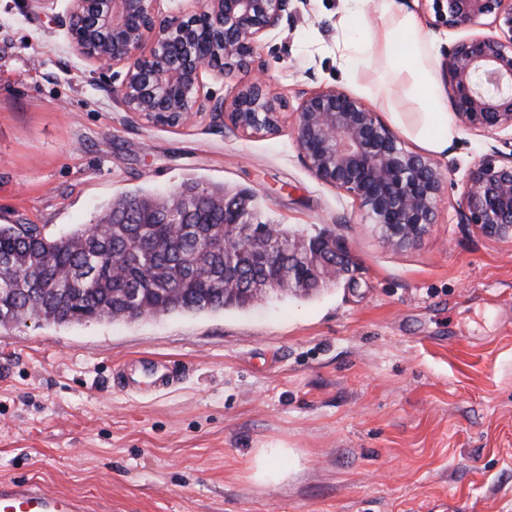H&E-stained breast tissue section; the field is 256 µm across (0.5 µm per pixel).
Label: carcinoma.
Wrapping results in <instances>:
<instances>
[{
    "instance_id": "obj_1",
    "label": "carcinoma",
    "mask_w": 512,
    "mask_h": 512,
    "mask_svg": "<svg viewBox=\"0 0 512 512\" xmlns=\"http://www.w3.org/2000/svg\"><path fill=\"white\" fill-rule=\"evenodd\" d=\"M177 193L182 208L169 212L160 197L140 192L122 197L127 209L107 212L95 224H82L52 235L37 224H0V325L44 320L78 321L80 308L102 320L140 319L182 313L244 309L273 292L309 296L328 277L310 261L288 273L235 243L224 223V187L187 181ZM105 225L108 231L98 232ZM295 231L274 225L268 238L276 249L288 248ZM219 242L201 249V238ZM249 265L254 288L236 291L224 284V270Z\"/></svg>"
}]
</instances>
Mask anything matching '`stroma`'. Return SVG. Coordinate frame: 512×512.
Returning a JSON list of instances; mask_svg holds the SVG:
<instances>
[{
    "label": "stroma",
    "mask_w": 512,
    "mask_h": 512,
    "mask_svg": "<svg viewBox=\"0 0 512 512\" xmlns=\"http://www.w3.org/2000/svg\"><path fill=\"white\" fill-rule=\"evenodd\" d=\"M435 46L493 36L492 17L437 26ZM247 71L205 88L232 99L252 74L277 97L273 134L210 114L162 126L125 112L110 78L54 17L0 0V224L62 235L121 195L196 179L245 191L253 218L334 234L351 265L312 297L139 320L0 326V480L33 479L91 512H512V240L461 223L469 170L512 131L459 129L433 159L446 188L417 242L396 248L357 202L318 181L294 139L305 93L374 106L385 58L349 79L336 61L342 0H294ZM131 359L180 364L173 386L112 384Z\"/></svg>",
    "instance_id": "35a3bbf8"
}]
</instances>
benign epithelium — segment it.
<instances>
[{
    "label": "benign epithelium",
    "instance_id": "benign-epithelium-1",
    "mask_svg": "<svg viewBox=\"0 0 512 512\" xmlns=\"http://www.w3.org/2000/svg\"><path fill=\"white\" fill-rule=\"evenodd\" d=\"M161 0H69L59 19L72 47L101 71L125 68L112 97L126 112L176 126L209 112L243 133L272 134L279 112L267 85L253 79L231 102L204 93L202 73L221 78L245 70L261 36L278 27L292 0H189L165 13ZM450 30L487 16L505 38L478 36L448 46L444 75L452 109L470 130L512 128V0H433ZM295 140L313 176L353 197L393 247L410 245L432 223L446 182L433 159L401 139L359 99L323 87L296 112ZM459 212L483 235L512 239V152L480 159L464 182ZM330 248L338 273L343 254L330 235L305 244L316 256Z\"/></svg>",
    "mask_w": 512,
    "mask_h": 512
}]
</instances>
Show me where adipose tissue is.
<instances>
[{"label":"adipose tissue","mask_w":512,"mask_h":512,"mask_svg":"<svg viewBox=\"0 0 512 512\" xmlns=\"http://www.w3.org/2000/svg\"><path fill=\"white\" fill-rule=\"evenodd\" d=\"M343 2L336 40L342 67L353 72L385 55L393 79L413 109L398 111L389 93L379 98L382 109L390 112L400 130L422 148L446 152L456 128L443 108L430 34L420 28L412 14L398 10L396 0Z\"/></svg>","instance_id":"ef3b65f1"}]
</instances>
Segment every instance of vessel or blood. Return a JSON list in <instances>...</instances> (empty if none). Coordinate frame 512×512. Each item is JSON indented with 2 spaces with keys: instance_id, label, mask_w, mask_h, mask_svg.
Here are the masks:
<instances>
[{
  "instance_id": "vessel-or-blood-1",
  "label": "vessel or blood",
  "mask_w": 512,
  "mask_h": 512,
  "mask_svg": "<svg viewBox=\"0 0 512 512\" xmlns=\"http://www.w3.org/2000/svg\"><path fill=\"white\" fill-rule=\"evenodd\" d=\"M0 512H89V507L82 497L17 480L0 483Z\"/></svg>"
}]
</instances>
